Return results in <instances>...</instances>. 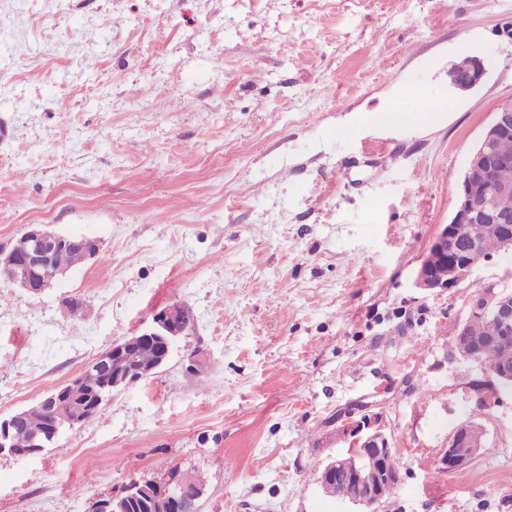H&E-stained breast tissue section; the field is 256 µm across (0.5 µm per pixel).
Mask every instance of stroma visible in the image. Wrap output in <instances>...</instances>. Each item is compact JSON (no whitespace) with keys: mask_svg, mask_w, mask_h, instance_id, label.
<instances>
[{"mask_svg":"<svg viewBox=\"0 0 512 512\" xmlns=\"http://www.w3.org/2000/svg\"><path fill=\"white\" fill-rule=\"evenodd\" d=\"M511 23L512 0H0V247L31 224L99 244L40 296L0 288V418L168 305L191 315L150 378L42 454L0 455V512H88L176 465L199 512H358L317 478L361 404L400 461L376 512H512V397L464 472L440 464L485 377L446 331L479 285L512 288V252L413 285L512 99ZM467 55L486 74L451 94ZM411 87L452 99L444 123L341 131L409 110Z\"/></svg>","mask_w":512,"mask_h":512,"instance_id":"stroma-1","label":"stroma"}]
</instances>
